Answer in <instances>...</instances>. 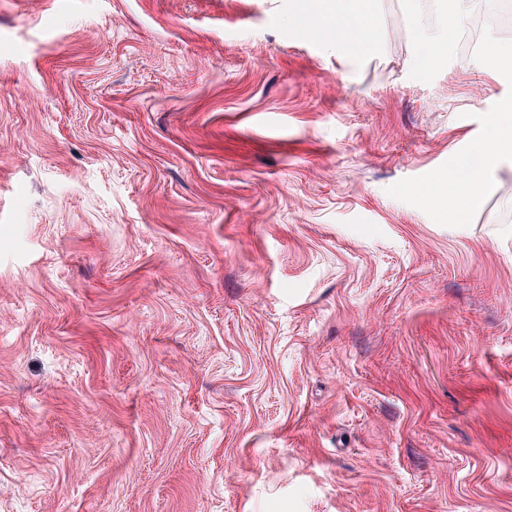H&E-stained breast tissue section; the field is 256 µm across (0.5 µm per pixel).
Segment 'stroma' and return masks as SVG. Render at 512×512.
<instances>
[{
    "instance_id": "35a3bbf8",
    "label": "stroma",
    "mask_w": 512,
    "mask_h": 512,
    "mask_svg": "<svg viewBox=\"0 0 512 512\" xmlns=\"http://www.w3.org/2000/svg\"><path fill=\"white\" fill-rule=\"evenodd\" d=\"M300 0H0V512H512V74ZM490 125L486 142L479 147V163L448 162V185L459 194L464 211L475 208L477 201L493 191L489 176L512 155V101L504 103Z\"/></svg>"
}]
</instances>
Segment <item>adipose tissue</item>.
I'll list each match as a JSON object with an SVG mask.
<instances>
[{
  "instance_id": "obj_1",
  "label": "adipose tissue",
  "mask_w": 512,
  "mask_h": 512,
  "mask_svg": "<svg viewBox=\"0 0 512 512\" xmlns=\"http://www.w3.org/2000/svg\"><path fill=\"white\" fill-rule=\"evenodd\" d=\"M321 9L336 20L339 34L373 36L374 21L364 0H322ZM407 15L414 33L416 50L410 57V67L425 71L436 65L447 40L443 34L428 32L423 20V0H406ZM479 161L464 164L448 163V184L459 194L464 210H472L477 201L493 190L489 177L512 156V101L504 103L493 121L485 143L478 149Z\"/></svg>"
}]
</instances>
